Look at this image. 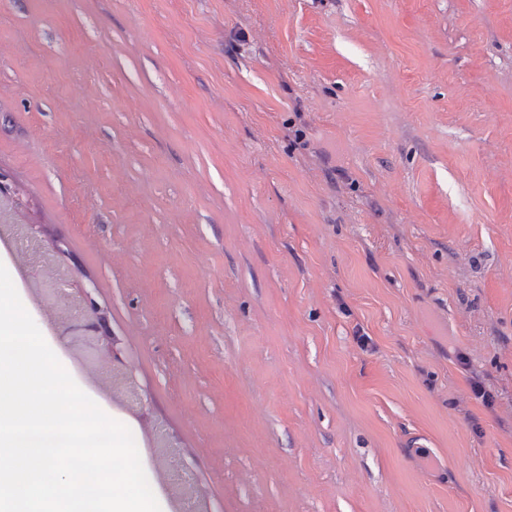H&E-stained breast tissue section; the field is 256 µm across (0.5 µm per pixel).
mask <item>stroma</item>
I'll list each match as a JSON object with an SVG mask.
<instances>
[{
	"label": "stroma",
	"instance_id": "obj_1",
	"mask_svg": "<svg viewBox=\"0 0 512 512\" xmlns=\"http://www.w3.org/2000/svg\"><path fill=\"white\" fill-rule=\"evenodd\" d=\"M0 169L209 512H512V0H0ZM480 379L493 407L470 389Z\"/></svg>",
	"mask_w": 512,
	"mask_h": 512
}]
</instances>
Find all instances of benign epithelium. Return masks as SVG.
<instances>
[{
  "label": "benign epithelium",
  "mask_w": 512,
  "mask_h": 512,
  "mask_svg": "<svg viewBox=\"0 0 512 512\" xmlns=\"http://www.w3.org/2000/svg\"><path fill=\"white\" fill-rule=\"evenodd\" d=\"M0 206L7 209L8 218L20 224L19 234L22 242L33 247L38 253L48 254L53 251L59 256L65 255V251L56 243L52 244V248H46L42 240L44 225L37 224L30 218V194L5 172L0 174ZM30 270L33 282L38 285L35 291L38 299L58 295L72 304L70 314L56 323V333L66 341V345L82 353L88 362L103 357L111 358L114 337L108 311L101 307L95 298L96 283L92 280H75L67 272L64 276L55 278L46 269L36 265L31 266ZM114 376V390L121 397V405L133 411H142L146 407V400L140 392L133 371L119 362L116 364ZM151 451L157 467L160 466L161 459L179 455L178 446L160 423L155 425Z\"/></svg>",
  "instance_id": "7a95c632"
}]
</instances>
